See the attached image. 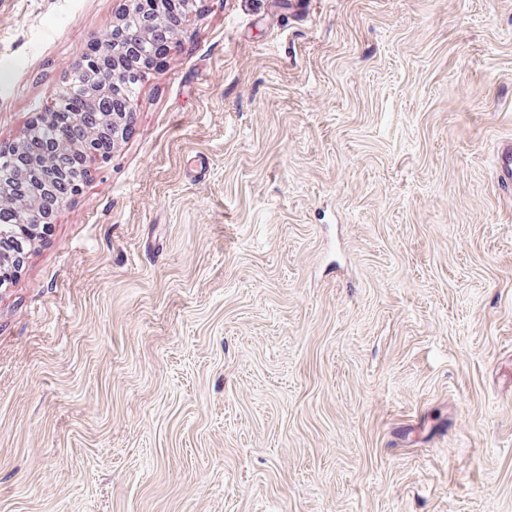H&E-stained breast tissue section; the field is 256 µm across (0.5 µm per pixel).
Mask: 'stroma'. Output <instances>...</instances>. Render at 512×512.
Wrapping results in <instances>:
<instances>
[{
	"label": "stroma",
	"instance_id": "1",
	"mask_svg": "<svg viewBox=\"0 0 512 512\" xmlns=\"http://www.w3.org/2000/svg\"><path fill=\"white\" fill-rule=\"evenodd\" d=\"M125 0H0V150ZM512 0H195L0 289V512H512ZM495 168L498 185L508 193L512 190V145L502 148L497 152Z\"/></svg>",
	"mask_w": 512,
	"mask_h": 512
}]
</instances>
